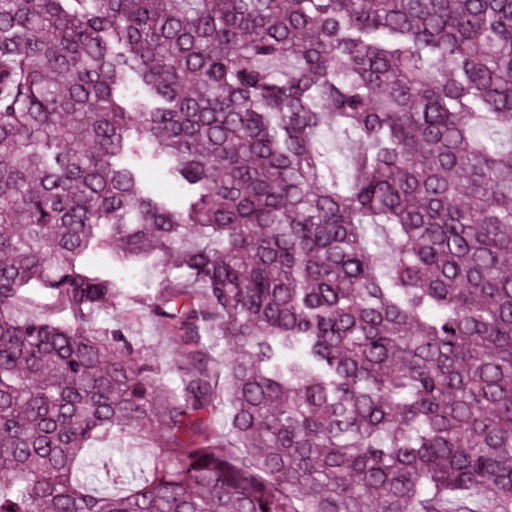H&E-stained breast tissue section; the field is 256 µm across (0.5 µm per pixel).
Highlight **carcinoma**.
Masks as SVG:
<instances>
[{"label":"carcinoma","mask_w":512,"mask_h":512,"mask_svg":"<svg viewBox=\"0 0 512 512\" xmlns=\"http://www.w3.org/2000/svg\"><path fill=\"white\" fill-rule=\"evenodd\" d=\"M505 134L512 0H0V512H512ZM143 141L188 205L144 193ZM113 245L200 286L152 309L176 388L85 326ZM29 297L31 302L26 307L27 312L38 313L41 311L50 312L56 320L70 319V312L52 294L42 290L37 284L30 286ZM218 334L214 327L209 326L199 331L196 345L193 346L200 359L204 360L208 369L213 371L220 368L224 361V355H228V349L224 345L222 338L217 337ZM219 382V384H218ZM216 384L214 391V400L212 404V408L210 413L206 416V423L210 427L216 429L217 431H224V413L228 412L227 409L224 408V373L223 371L218 374L216 379ZM150 441L136 438H123L112 443V462L127 476H141L148 467L152 451Z\"/></svg>","instance_id":"carcinoma-1"}]
</instances>
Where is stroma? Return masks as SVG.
Listing matches in <instances>:
<instances>
[{
	"instance_id": "1",
	"label": "stroma",
	"mask_w": 512,
	"mask_h": 512,
	"mask_svg": "<svg viewBox=\"0 0 512 512\" xmlns=\"http://www.w3.org/2000/svg\"><path fill=\"white\" fill-rule=\"evenodd\" d=\"M131 163L141 170L147 191H162L174 202L187 203V190L155 159L149 145H141ZM84 267L90 274L110 279L117 290L111 308L88 314L91 326L102 334L121 329L132 348L131 360L154 371L163 387L177 386L179 379L173 360L178 344L172 339L167 324L151 316L149 309L165 288L190 282V272L173 263L162 264L153 256L118 261L106 248L90 252ZM151 451L150 441L123 438L112 444V462L127 475L138 477L147 469Z\"/></svg>"
}]
</instances>
